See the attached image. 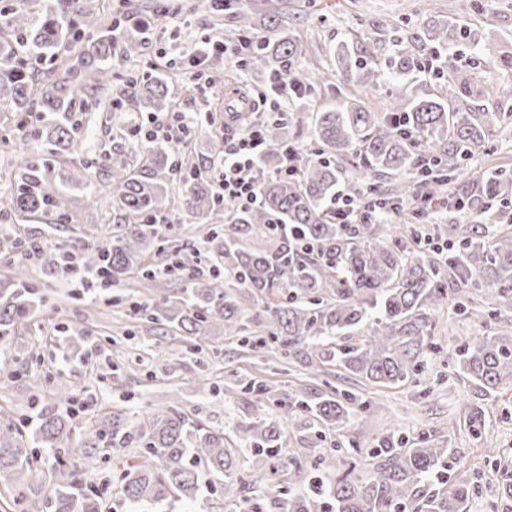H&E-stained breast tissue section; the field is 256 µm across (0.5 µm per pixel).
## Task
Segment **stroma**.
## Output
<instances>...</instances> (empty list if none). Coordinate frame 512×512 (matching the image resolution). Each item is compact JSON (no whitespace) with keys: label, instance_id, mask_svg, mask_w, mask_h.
<instances>
[{"label":"stroma","instance_id":"stroma-1","mask_svg":"<svg viewBox=\"0 0 512 512\" xmlns=\"http://www.w3.org/2000/svg\"><path fill=\"white\" fill-rule=\"evenodd\" d=\"M138 18L148 21L153 37L145 41L138 62L128 72L140 75L160 66L170 75V90L177 110L220 112L228 92L253 94L265 84V76L252 68H238L235 62L213 57L209 70H220L218 84L195 85L187 68L195 47L203 40H237L243 35L237 14L246 10L261 13L263 0H235L232 9L205 13L198 0H131ZM475 0H280V18L300 48L295 60L309 77L308 97L293 104L294 127L308 135L315 116L335 101L338 88L314 83L315 72L334 67L332 50L348 34H356L378 59H385L396 41L409 48L418 45L423 19L453 18L479 32H493L504 54H512V0H497L493 10H477ZM470 69L481 87L471 109L477 117L497 113L499 121L490 130V151L467 162L462 178L453 186L457 196L477 194L485 176L503 167L512 172V71L503 72L486 60H475ZM78 223L58 225L56 244L68 248L85 231L105 235L111 232V214L88 206L78 198ZM33 285L43 295L45 306L28 322L19 325L9 345L0 346V356L15 359L17 375L0 380V413L19 417L37 415L68 407L72 411L74 434H81L104 412L122 413L138 423L154 408L177 399L180 409L214 431H232L235 423L262 418L271 407L258 395L244 393L243 387L261 381L278 396L325 392L327 385L358 394L362 407L336 432L321 437L311 429L292 433L287 453L305 467L332 443H340L337 471L355 468L357 475L373 474L360 448L374 447L389 432L415 438L422 431L444 435L456 454L449 461V480L460 479L475 487L471 512H497L499 485L503 474L512 472V391L497 395L484 393L467 379L453 375L444 358L434 359L416 383L392 389L345 378L331 369L326 378L307 375L300 357L288 364L244 353L230 338L208 341L201 349L177 336L148 342L139 333L127 332L128 318L123 306L83 293L69 296L70 285L59 270L34 267ZM39 375L41 389L29 385ZM68 388V404H60L57 390ZM483 412L479 433L466 426L469 408ZM82 485L97 491L107 512H134L125 501L112 472L108 454L93 461H73Z\"/></svg>","mask_w":512,"mask_h":512}]
</instances>
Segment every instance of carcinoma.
<instances>
[{
  "instance_id": "obj_1",
  "label": "carcinoma",
  "mask_w": 512,
  "mask_h": 512,
  "mask_svg": "<svg viewBox=\"0 0 512 512\" xmlns=\"http://www.w3.org/2000/svg\"><path fill=\"white\" fill-rule=\"evenodd\" d=\"M44 6L37 19L31 0H16L0 26V110L45 116L40 156L5 174V204L19 223L76 224L72 192H83L93 204L105 188L112 233L75 250L83 268L104 274L109 283L151 289L130 301V317L142 333L156 336L162 329L190 342L236 336L241 345L282 359L307 345L315 352L306 363L312 373L335 365L389 388L407 384L445 353L434 340L431 316L449 303L465 320L496 319L492 332L470 336L456 349L458 375L490 394L512 390V230L488 242L486 226L465 212L448 255L433 256L400 244L408 229L403 223L397 225L400 236L385 241L381 225L338 224L328 209L340 187L356 200L370 196L397 206L400 218L419 197L457 180L465 162L485 149L489 121L463 105L475 92L474 78L458 66L456 53L448 54L439 75L445 96L435 98L417 93L422 67L405 45H396L382 68L358 37L342 39L336 68L321 71L320 79L361 92L385 86L386 110L373 112L359 95L339 91L334 105L316 113L310 152L300 147L293 118L273 123L260 161L258 201L241 209L215 196L191 144L181 139L170 142L187 158L178 173L158 151L87 156L89 139L70 118L76 101L99 93L112 98L114 67L138 59L143 45L125 29L112 31V15H97L81 0ZM419 41L437 53L460 42L489 61L509 64L493 38L462 31L450 20L425 24ZM298 52L283 29L274 40L256 43L251 63L276 84L296 86L303 83L292 67ZM168 78L163 72L131 75L117 90L118 101L140 113L171 112ZM287 149L294 159L288 176L280 173ZM484 194L511 201L512 173L497 172ZM221 213L224 224L213 223ZM181 214L207 225L203 245L176 244L155 223ZM0 248L32 255L44 268L59 264L57 246L14 229L0 238ZM31 280L30 268L20 262L0 279L3 345L43 302ZM450 281L463 287L450 288ZM483 289L496 307L483 305L477 295ZM241 391L272 401L288 418L286 428L277 419L235 425L252 447L254 477L261 482L284 465L306 481L310 473L302 464L282 458L289 428L336 430L358 406L353 393L338 389L314 398H277L263 383ZM127 428L121 417L108 415L76 440L60 414L43 415L26 432L11 419L0 420V479L15 492L21 512H101L98 497L82 492L65 464L52 474L50 498L40 497L33 477L39 448L91 459L105 443L118 449L113 465L138 512H163L174 496L195 499L206 474L222 479L224 512H239L247 502L236 474L238 449L226 447L224 433L189 420L175 405L147 416L136 446ZM453 452L446 440L424 431L411 444L389 433L367 453L377 472L373 479L361 482L352 466L329 485L312 481L308 496L271 503L276 512H323L320 495L326 494L333 512H470L472 488L463 481L450 485L443 475Z\"/></svg>"
}]
</instances>
